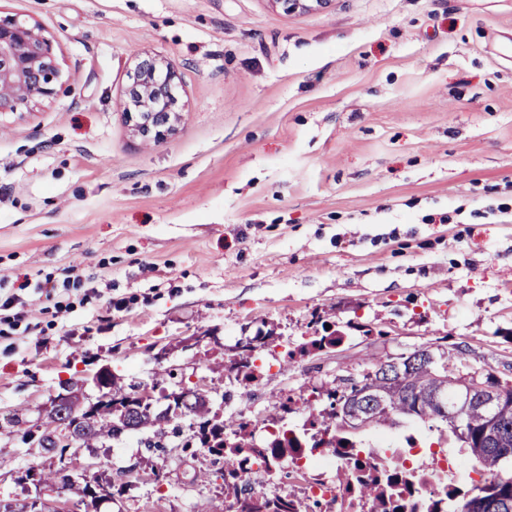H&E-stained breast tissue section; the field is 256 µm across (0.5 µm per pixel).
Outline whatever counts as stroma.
<instances>
[{"instance_id":"stroma-1","label":"stroma","mask_w":512,"mask_h":512,"mask_svg":"<svg viewBox=\"0 0 512 512\" xmlns=\"http://www.w3.org/2000/svg\"><path fill=\"white\" fill-rule=\"evenodd\" d=\"M0 8L55 36L65 79L26 121L0 120V286L31 281L27 322L0 323V502L224 512L222 481L193 478L211 456L173 441L162 455L138 442L84 453L126 483L110 500L38 483L59 457L24 430L67 383L95 401L104 366L123 386L174 370L257 427L287 398L421 346H468L461 374L512 381V0ZM142 51L182 75L185 121L160 146L133 141L120 114ZM71 265L91 297L62 289ZM48 277L49 299L36 287ZM325 324L341 342L304 350ZM261 327L271 368L246 388L224 367ZM274 10H282L284 13L306 14L314 11L328 9L334 0H267Z\"/></svg>"}]
</instances>
